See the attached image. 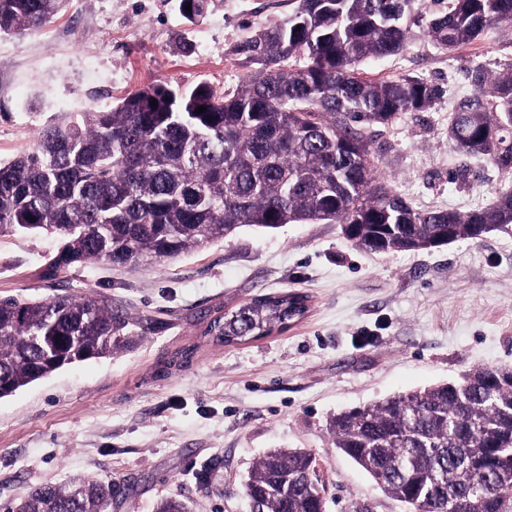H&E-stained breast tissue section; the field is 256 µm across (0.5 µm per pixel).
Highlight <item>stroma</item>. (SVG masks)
<instances>
[{"label":"stroma","mask_w":512,"mask_h":512,"mask_svg":"<svg viewBox=\"0 0 512 512\" xmlns=\"http://www.w3.org/2000/svg\"><path fill=\"white\" fill-rule=\"evenodd\" d=\"M292 10L290 0H210L191 23L180 0H66L40 29L0 37V161L29 151L54 114L107 110L160 80L234 91L260 69L243 45ZM510 64L512 24H502L453 51L416 33L360 66L368 81L411 76L439 90L430 108L369 130L380 177L414 209L466 213L512 186V174L448 145L474 71ZM56 248L51 236L0 234V297L90 293L152 327L123 353L0 399V512L75 475L111 482L109 512H155L171 493L192 512H250L243 485L271 448L313 454L326 512H405L334 448L332 415L478 365L512 366V225L386 254L354 248L337 223L244 228L173 260L40 280ZM285 288L310 298L300 321L240 345L202 341L216 311ZM192 344L190 363L172 366Z\"/></svg>","instance_id":"1"}]
</instances>
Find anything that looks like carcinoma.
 Masks as SVG:
<instances>
[{"label":"carcinoma","instance_id":"cac0c4a2","mask_svg":"<svg viewBox=\"0 0 512 512\" xmlns=\"http://www.w3.org/2000/svg\"><path fill=\"white\" fill-rule=\"evenodd\" d=\"M65 0H0V36L43 27ZM512 22V0H296L281 24L245 46L261 71L230 93L166 81L109 110L66 112L34 147L0 162V233H48L56 252L39 273L90 262L164 261L244 227L339 223L373 253L480 240L512 224V188L460 214L417 211L379 181L366 129L432 105L438 90L410 76L371 82L358 66L395 55L412 26L448 51ZM304 57L291 71L284 62ZM460 99L448 144L512 173V66ZM206 108L201 114L198 107ZM307 295L256 297L211 319L204 335L230 345L270 335L307 310ZM137 322L92 295L0 298V398L133 342ZM333 445L389 497L417 512L453 499L459 512H512V369L459 378L342 410ZM244 493L262 512H324L312 454L273 448ZM112 484H43L11 512H108ZM155 512H190L176 494Z\"/></svg>","mask_w":512,"mask_h":512}]
</instances>
